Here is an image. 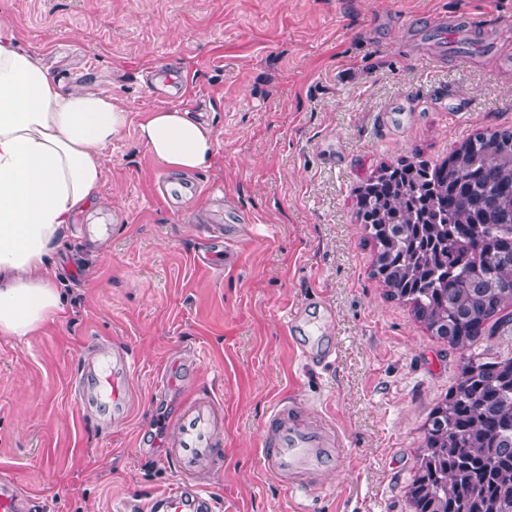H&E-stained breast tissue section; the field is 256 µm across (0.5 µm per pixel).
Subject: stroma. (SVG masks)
<instances>
[{
	"label": "stroma",
	"instance_id": "stroma-1",
	"mask_svg": "<svg viewBox=\"0 0 512 512\" xmlns=\"http://www.w3.org/2000/svg\"><path fill=\"white\" fill-rule=\"evenodd\" d=\"M0 22L130 118L103 151L99 210L59 249L63 311L28 338L0 335V474L45 512L149 507L173 482L162 421L210 391L221 512H297L262 463L289 397L346 442L312 512H414L423 427L461 352L373 275L355 197L380 165L440 162L475 130H512V0H0ZM167 107L212 126L210 168L173 176L139 141ZM161 180L197 190L170 205ZM316 295L336 317L324 370L298 360L286 326ZM98 339L136 361L131 408L109 423L69 393Z\"/></svg>",
	"mask_w": 512,
	"mask_h": 512
}]
</instances>
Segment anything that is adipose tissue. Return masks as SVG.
I'll return each instance as SVG.
<instances>
[{"label": "adipose tissue", "mask_w": 512, "mask_h": 512, "mask_svg": "<svg viewBox=\"0 0 512 512\" xmlns=\"http://www.w3.org/2000/svg\"><path fill=\"white\" fill-rule=\"evenodd\" d=\"M129 125L111 96L66 86L0 24V334L30 336L63 309L55 255L101 198L103 150ZM138 136L172 172L210 167L211 126L163 108Z\"/></svg>", "instance_id": "adipose-tissue-1"}]
</instances>
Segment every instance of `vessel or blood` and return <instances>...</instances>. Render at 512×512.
I'll return each mask as SVG.
<instances>
[{"instance_id": "vessel-or-blood-1", "label": "vessel or blood", "mask_w": 512, "mask_h": 512, "mask_svg": "<svg viewBox=\"0 0 512 512\" xmlns=\"http://www.w3.org/2000/svg\"><path fill=\"white\" fill-rule=\"evenodd\" d=\"M132 363L115 357L101 362L96 384L78 380L75 398L81 409L111 406L113 415L127 410ZM224 425L219 401L204 393L183 400L169 423L165 459L175 473L169 492L151 505L153 512H214L207 489L223 466L218 432ZM342 436L326 420L303 412L293 401H279L262 443L265 469L291 494L310 497L321 486L325 466L344 456ZM39 503L24 496L15 479L0 481V512H39Z\"/></svg>"}]
</instances>
